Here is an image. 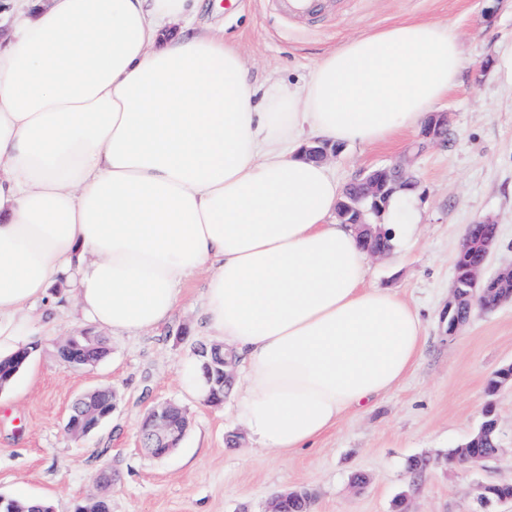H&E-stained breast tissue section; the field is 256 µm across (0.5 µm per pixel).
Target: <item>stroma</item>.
I'll return each mask as SVG.
<instances>
[{"label": "stroma", "mask_w": 512, "mask_h": 512, "mask_svg": "<svg viewBox=\"0 0 512 512\" xmlns=\"http://www.w3.org/2000/svg\"><path fill=\"white\" fill-rule=\"evenodd\" d=\"M321 2L318 12L294 18L280 14L277 0H198L197 21L240 47L257 86L303 85L326 50L398 21L451 23L469 56L435 106L448 115L447 142L422 147L419 132H407L388 145L340 146L329 159L344 186L377 166L411 163L419 182L411 221L393 225V247L370 258L366 279L417 310L421 357L390 393L288 455L254 446L232 398L210 405L182 387V365L217 341L204 313L206 273L189 277L165 324L134 335L102 331L108 354L80 370L57 357L80 331L70 304H40L32 311L38 349L0 392V495L41 498L53 512H75L92 494L108 496L112 512H266L274 495L306 489L312 512H395L401 494L408 512H473L482 486L512 483V387L486 390L491 375L512 363V302L476 312L453 333L443 318L470 224L488 218L499 226L490 271L512 264V0ZM101 385L116 393V411L90 436L72 439L65 430L72 403ZM161 402L185 408L189 427L178 448L156 458L139 436ZM489 402L497 455L449 465V452L479 426ZM414 457L430 460L417 476L407 471ZM105 470L117 473L112 484L101 482ZM358 474L364 484L354 483Z\"/></svg>", "instance_id": "35a3bbf8"}]
</instances>
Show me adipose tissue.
Instances as JSON below:
<instances>
[{"label":"adipose tissue","mask_w":512,"mask_h":512,"mask_svg":"<svg viewBox=\"0 0 512 512\" xmlns=\"http://www.w3.org/2000/svg\"><path fill=\"white\" fill-rule=\"evenodd\" d=\"M23 2L0 41V356L29 343L28 312L54 287L86 321L136 334L205 270L258 447H308L398 384L422 320L367 284V252L332 218L343 188L303 150L423 127L467 62L455 27L359 35L303 86L258 95L238 50L194 27L195 0Z\"/></svg>","instance_id":"adipose-tissue-1"}]
</instances>
